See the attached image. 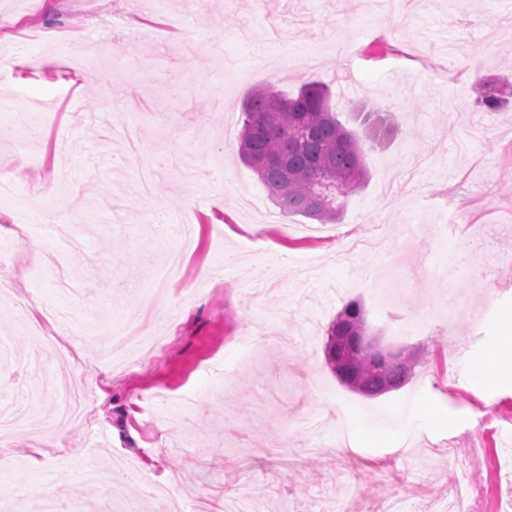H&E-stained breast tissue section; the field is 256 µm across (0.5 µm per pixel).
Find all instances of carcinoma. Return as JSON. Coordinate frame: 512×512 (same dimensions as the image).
Wrapping results in <instances>:
<instances>
[{"instance_id": "cac0c4a2", "label": "carcinoma", "mask_w": 512, "mask_h": 512, "mask_svg": "<svg viewBox=\"0 0 512 512\" xmlns=\"http://www.w3.org/2000/svg\"><path fill=\"white\" fill-rule=\"evenodd\" d=\"M476 107L495 111L512 101V85H494L479 80ZM329 87L320 81L303 84L292 97L274 86L252 92L243 104L239 134L241 160L258 176L272 201L289 215L334 223L340 208L317 201L318 181L326 177L336 183L339 195L347 197L364 183L366 157L358 135L347 130L328 106ZM360 302H348L327 330L328 340L364 332ZM327 362L346 388L367 397L378 395L389 380L404 385L414 362L397 356L382 361L372 348L358 342L349 351L348 373L336 366V352Z\"/></svg>"}]
</instances>
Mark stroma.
<instances>
[{"instance_id": "obj_1", "label": "stroma", "mask_w": 512, "mask_h": 512, "mask_svg": "<svg viewBox=\"0 0 512 512\" xmlns=\"http://www.w3.org/2000/svg\"><path fill=\"white\" fill-rule=\"evenodd\" d=\"M0 0V403L43 376L96 393L85 426L19 430L0 466V512H159L149 482L195 487L215 503L261 489L272 512H384L435 500L461 481L512 512V382L472 380L481 355L512 341V104L474 105V76L512 80V0ZM41 57V66L29 63ZM99 74L76 83L83 59ZM357 81L347 97L345 78ZM330 88L329 106L363 133L368 112L402 104L400 130L364 141L368 181L337 223L278 213L237 157L243 101L271 84ZM454 178L442 183L439 174ZM237 176L219 188L221 171ZM44 209L29 223L32 202ZM441 223L433 235L429 221ZM195 227L182 270L151 301L180 227ZM69 252L71 287L43 267ZM391 279L412 304L378 303ZM384 348H417L411 379L366 398L325 356L349 301ZM82 309L76 359L48 354L31 322ZM430 321L406 330L410 308ZM232 378H225V371ZM387 429L358 437L361 424ZM483 435L479 461L441 454ZM291 454L256 453L269 437Z\"/></svg>"}]
</instances>
